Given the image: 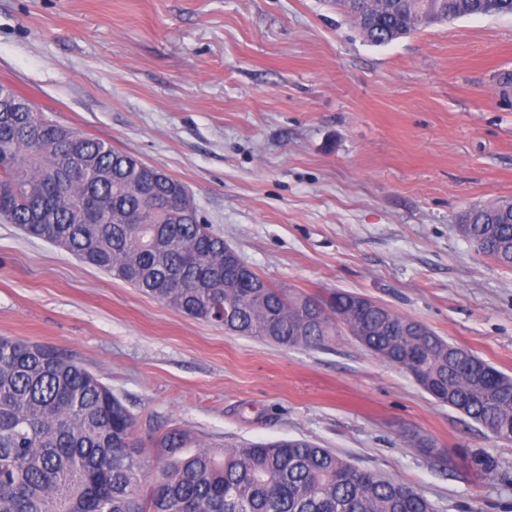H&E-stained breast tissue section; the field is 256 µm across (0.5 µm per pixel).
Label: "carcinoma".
I'll list each match as a JSON object with an SVG mask.
<instances>
[{
	"mask_svg": "<svg viewBox=\"0 0 512 512\" xmlns=\"http://www.w3.org/2000/svg\"><path fill=\"white\" fill-rule=\"evenodd\" d=\"M486 0H336L367 41L483 15ZM34 112H0V220L197 320L287 348L340 335L352 293L279 288L253 269L224 273V237L182 182L106 141ZM466 238L512 268V201L472 207ZM370 354L409 373L436 402L512 442V376L381 304L344 326ZM136 418L101 379L39 343L0 337V512H433L414 487L360 469L306 440L231 446L220 456L170 428L148 475ZM481 476L498 463L463 457Z\"/></svg>",
	"mask_w": 512,
	"mask_h": 512,
	"instance_id": "obj_1",
	"label": "carcinoma"
}]
</instances>
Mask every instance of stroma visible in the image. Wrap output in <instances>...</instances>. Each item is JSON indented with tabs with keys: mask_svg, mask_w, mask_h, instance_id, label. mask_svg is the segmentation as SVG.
<instances>
[{
	"mask_svg": "<svg viewBox=\"0 0 512 512\" xmlns=\"http://www.w3.org/2000/svg\"><path fill=\"white\" fill-rule=\"evenodd\" d=\"M509 74L512 15L375 45L333 0H0V82L181 180L266 280L366 296L512 375V269L458 228L512 199ZM0 336L99 376L143 447L173 427L218 453L305 439L435 512H512V443L350 334L233 335L0 222Z\"/></svg>",
	"mask_w": 512,
	"mask_h": 512,
	"instance_id": "obj_1",
	"label": "stroma"
}]
</instances>
